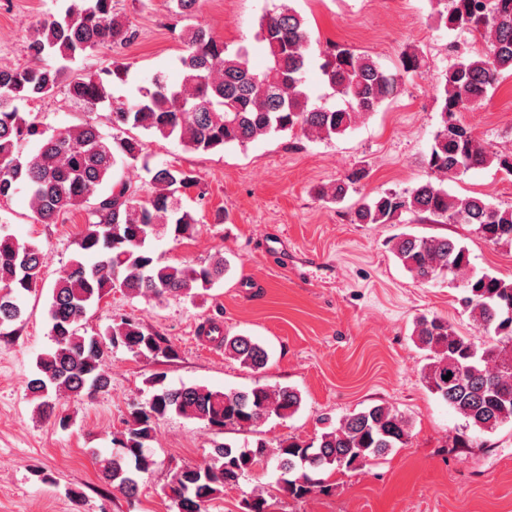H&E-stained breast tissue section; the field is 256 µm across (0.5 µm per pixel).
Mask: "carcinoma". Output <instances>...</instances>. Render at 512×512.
Listing matches in <instances>:
<instances>
[{
	"label": "carcinoma",
	"instance_id": "cac0c4a2",
	"mask_svg": "<svg viewBox=\"0 0 512 512\" xmlns=\"http://www.w3.org/2000/svg\"><path fill=\"white\" fill-rule=\"evenodd\" d=\"M436 4L444 5L437 14L448 28L479 37L484 49L460 56L438 80L440 126L426 156L429 178L405 193L383 192L363 201L355 210V222L388 224L408 212L447 224H472L485 240L511 246L512 208H499L478 196H452L444 182L491 164L512 175V151L491 150L457 120V114L486 97L503 73H512V0ZM132 37L114 12L113 0H71L62 17L36 27L27 64L0 65V199L26 192L38 224H54L72 210L87 211L78 239L80 259L51 288L48 316L54 348L38 358V374L27 382L29 395L39 400L38 413L45 417L54 413L46 401L52 392L82 398L109 387L102 362L111 347H123L137 358L175 356L172 344L132 320L97 336L80 334L89 305L114 288L133 298L199 297L224 278L228 261L220 255L196 266L162 264L146 247L152 236L168 233L178 241L194 232L198 220L182 210L180 201L181 189L195 183L187 170L174 163L150 166L143 141L129 136L109 142L92 122L48 134L20 110V103L43 100L63 89L90 112L107 104L112 127L120 132L139 128L207 153L245 146L271 133L299 131L308 139L343 135L395 96L404 75L422 67L415 52L405 53L401 69L392 72L372 57L336 44L323 52L320 70L343 106L311 105L304 79L310 33L302 16L284 2L258 21L257 37L268 55L262 71L249 67L247 47L230 52L209 29L195 24L185 33L181 82L172 85L157 74L133 101L116 99L108 91L112 81L125 80L127 64L116 61L104 72L81 74L68 68L89 52L117 47ZM29 142L34 149L25 154L22 145ZM129 161L142 162L149 175L152 191L144 201L123 179L102 191L114 167ZM364 177V170L352 171L320 195L339 203ZM391 250L421 285L441 277L461 282L460 304L478 329L476 336L463 335L437 315L416 321L415 343L429 352L423 371L430 391L481 431L493 432L511 422L512 281L476 272L467 247L448 237L404 234L392 241ZM46 260L39 247L0 235V328L21 318V300L41 282ZM224 354L255 370L268 362L265 348L244 335H224ZM449 372L450 379L443 380ZM152 385L157 392L113 436L118 451L97 460L104 482L129 499L138 495L143 475L155 464L147 442L166 416L196 419L220 431H248L263 417L292 416L302 401L288 386L220 392L202 386L169 388L160 377ZM408 436V421L400 411L372 405L344 416L309 442L286 438L275 446L264 439L252 446L219 444L206 465L174 467L166 496L178 512H205L225 487L238 485L272 461L276 490L299 500L328 488L321 473L356 469L401 447ZM244 509L270 512V504L263 494L252 492L244 499Z\"/></svg>",
	"mask_w": 512,
	"mask_h": 512
}]
</instances>
